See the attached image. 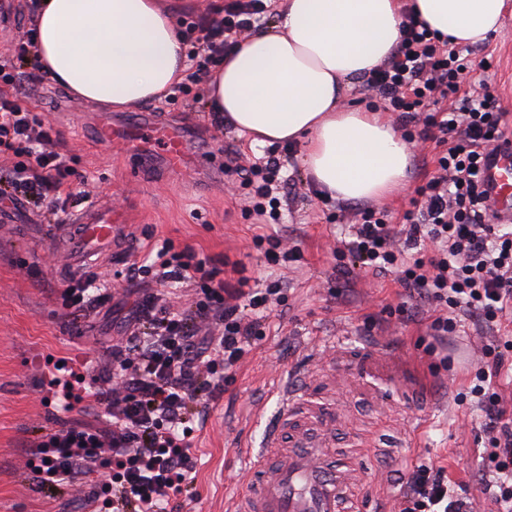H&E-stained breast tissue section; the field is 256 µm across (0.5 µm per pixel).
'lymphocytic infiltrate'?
Segmentation results:
<instances>
[{
    "mask_svg": "<svg viewBox=\"0 0 512 512\" xmlns=\"http://www.w3.org/2000/svg\"><path fill=\"white\" fill-rule=\"evenodd\" d=\"M267 9L265 0H228L216 15L187 23L183 37L196 82L206 81L210 64ZM32 46L18 41L13 58L0 60V169L34 205L56 214L73 194L76 171L52 127L19 104L27 86L18 63ZM470 65L464 50L405 11L396 49L367 84L401 124L421 123V136L434 143L435 173L417 188L400 227L390 224L387 209L356 210L338 251L359 267L396 273L434 312L436 337L454 331L461 318L488 333L485 361L468 375L466 393L486 417L480 491L498 512H512V405L498 389L501 375L512 370V333L503 327L512 314V231L492 223L481 178L484 152L503 143L506 114L488 86L468 83ZM232 271L233 283L223 269L197 260L192 248L176 251L167 241L156 252L134 255L129 278L196 288L202 298L192 310L156 294L143 298L137 318L148 332L113 345L114 374L103 377L100 388L85 384L80 360L56 361V375L43 381L49 393L62 406L80 404L88 412L106 405L108 418L101 426L65 423L30 444L37 480L59 484L107 465L110 481L87 500V512H174L177 495L195 482L192 435L205 420L189 407L198 397L224 394L260 331L245 309L265 307L282 290L251 287L240 264ZM474 509L442 466H414L397 500V512Z\"/></svg>",
    "mask_w": 512,
    "mask_h": 512,
    "instance_id": "lymphocytic-infiltrate-1",
    "label": "lymphocytic infiltrate"
}]
</instances>
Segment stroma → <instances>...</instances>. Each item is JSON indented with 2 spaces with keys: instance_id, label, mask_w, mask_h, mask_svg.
<instances>
[{
  "instance_id": "stroma-1",
  "label": "stroma",
  "mask_w": 512,
  "mask_h": 512,
  "mask_svg": "<svg viewBox=\"0 0 512 512\" xmlns=\"http://www.w3.org/2000/svg\"><path fill=\"white\" fill-rule=\"evenodd\" d=\"M13 11L0 29V58L33 26L36 0H10ZM468 80L489 86L512 113V14L501 30L474 46ZM31 89L20 104L59 131L73 166L88 180L100 207L123 215L139 246L171 241L192 247L199 258L225 255L247 267L260 285L281 282L285 299L271 306L263 336L255 341L227 392L210 402L207 420L195 433L196 479L181 512H226L230 496L245 476L240 454L261 446L265 427L276 416L277 380L304 368L306 395L329 415L338 433L333 460L357 463L365 476L363 512H395L401 479L414 466H444L463 483L476 512H496L479 490L484 419L469 404H456L468 368L481 358L474 326L437 342L429 312L399 323L382 312L406 301L393 275L355 270L347 289L333 249L347 229L336 221L338 203L323 197L308 180L301 149L252 143L232 127L217 130L207 98L187 104L183 95H165L129 111L131 123L151 112L187 129L190 153L210 161L209 169L170 175L160 158L138 161L117 144L97 140L92 128L98 105L82 101L25 68ZM250 159L280 160L281 177L292 192L277 195L275 229L286 248H299V261L270 265L253 243L261 228L242 211L248 188L226 163L231 152ZM431 145L411 144L407 184L383 205L394 219L411 209L416 188L433 170ZM45 208L26 200L0 205V512H84L90 492L104 473L43 487L28 466L27 440L74 419L93 420L81 405H46L41 374L31 356L86 358L95 372L112 367V346L127 336L135 297L125 265L109 260L91 267L109 300L89 315H74L61 298L69 278L61 277L66 256L45 238L54 223ZM342 337L341 351L329 350ZM435 344L449 369L434 370L424 349Z\"/></svg>"
}]
</instances>
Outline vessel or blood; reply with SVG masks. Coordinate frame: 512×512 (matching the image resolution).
<instances>
[{
    "instance_id": "1",
    "label": "vessel or blood",
    "mask_w": 512,
    "mask_h": 512,
    "mask_svg": "<svg viewBox=\"0 0 512 512\" xmlns=\"http://www.w3.org/2000/svg\"><path fill=\"white\" fill-rule=\"evenodd\" d=\"M101 141H141L163 146L168 171L184 169L189 154L184 130L159 122L153 114L127 125L103 117L97 127ZM483 179L494 213L512 219V152L501 151L485 160ZM72 247L70 265L86 268L94 256L113 245L132 253L133 238L126 225L112 221L109 211L84 208L68 225ZM280 415L268 427L263 448L246 453L243 467L251 479L232 501L228 512H360L355 494L363 484L359 470L330 461L325 452L335 433L322 412L303 404L295 377L279 391Z\"/></svg>"
}]
</instances>
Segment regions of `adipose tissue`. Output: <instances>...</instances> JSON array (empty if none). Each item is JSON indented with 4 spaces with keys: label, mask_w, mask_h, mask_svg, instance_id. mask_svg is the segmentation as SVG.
I'll return each instance as SVG.
<instances>
[{
    "label": "adipose tissue",
    "mask_w": 512,
    "mask_h": 512,
    "mask_svg": "<svg viewBox=\"0 0 512 512\" xmlns=\"http://www.w3.org/2000/svg\"><path fill=\"white\" fill-rule=\"evenodd\" d=\"M409 1L461 45L488 39L512 9V0H284L274 24L212 71L213 111L255 143L301 146L307 175L330 198H388L404 185L407 142L379 113L339 101L350 79L394 51ZM35 23L40 69L86 102L130 110L181 78V38L162 0H40Z\"/></svg>",
    "instance_id": "obj_1"
}]
</instances>
